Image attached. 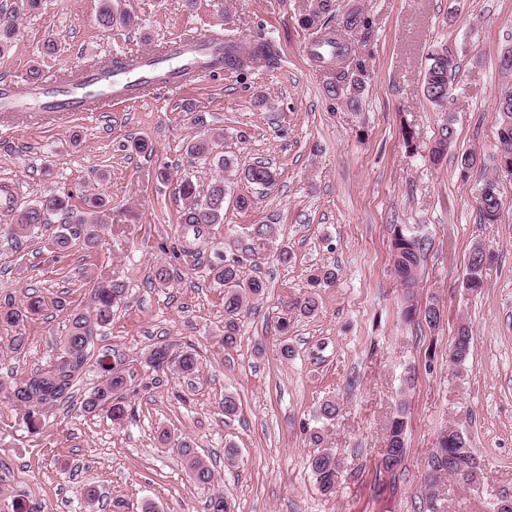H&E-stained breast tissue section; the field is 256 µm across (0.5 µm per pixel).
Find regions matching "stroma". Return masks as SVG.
Segmentation results:
<instances>
[{
	"label": "stroma",
	"instance_id": "obj_1",
	"mask_svg": "<svg viewBox=\"0 0 512 512\" xmlns=\"http://www.w3.org/2000/svg\"><path fill=\"white\" fill-rule=\"evenodd\" d=\"M373 35L361 43L367 56L365 101L359 111L326 98L330 78L309 58V33L300 24L307 0H119L138 18L136 28L101 29L99 0H43L38 12L19 15L13 48L0 55V78H26L30 66L65 76L108 55L146 53L194 32H221L248 45L263 33L279 48L277 68L254 65L245 73L204 75L190 85L108 112H84L61 123L35 117L36 102L0 113V189L24 209L52 192L71 194L82 208L96 193L109 202L99 243L82 244L57 262L46 249L61 216L22 240L10 228L15 215L0 214V305L43 296L40 313L20 328L0 325V378H21L57 352L73 309L91 307L97 273L125 286L112 322L98 331L90 362L68 402L29 430L0 399V512L15 500L42 512H204L209 490L198 487L176 451L156 439L168 430L192 440L215 474L214 490L229 496L234 512H425L421 482L427 457L443 428L466 433L482 461L479 483L447 479L448 512H490L512 498V176L498 175L501 217L485 223L477 205L482 179L496 175V100L507 78L498 58L512 47V0H360ZM57 51L41 52L45 40ZM445 48L460 69L447 112L423 91L428 55ZM193 104L195 113L184 112ZM202 114L196 125L193 114ZM455 137L440 164L428 152L446 115ZM416 132L406 150L403 127ZM224 135L217 147L240 167L258 160L278 173L262 189L244 177L227 179L224 222L214 227L217 252L246 257L268 285L241 316L234 348L222 345L224 290L209 265L215 252L189 261L175 258L176 191L187 176L207 184L218 171L186 148L201 133ZM152 143V154L134 150ZM480 164L462 175L461 156ZM166 170L167 180L156 177ZM253 200L235 205L237 195ZM272 224L274 236L252 239L245 227ZM423 241L415 301H437V329L402 316L406 291L392 272L394 229ZM495 255L485 286H464L474 245ZM287 261H280V253ZM172 271L166 285L152 283L156 266ZM336 280L312 286L321 266ZM316 298L314 315L293 303ZM289 317L287 331L278 320ZM472 330L473 348L461 366L448 363L460 322ZM27 341L11 352L9 340ZM157 343L190 350L200 371L166 374L152 383L144 359ZM290 358L280 354L282 346ZM122 360L137 388L132 417L115 423L87 413L81 403L100 380L101 365ZM235 394L239 406L225 417L221 402ZM336 400L334 420L316 410ZM407 417V456L397 476L380 469L388 426L398 408ZM322 445H314L313 432ZM341 462L334 495L318 490L308 459L318 447ZM235 448L226 460L225 448ZM98 489L88 504L84 486Z\"/></svg>",
	"mask_w": 512,
	"mask_h": 512
}]
</instances>
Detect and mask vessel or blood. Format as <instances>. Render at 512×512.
<instances>
[{
    "mask_svg": "<svg viewBox=\"0 0 512 512\" xmlns=\"http://www.w3.org/2000/svg\"><path fill=\"white\" fill-rule=\"evenodd\" d=\"M224 46L221 36L215 34H193L169 42L167 51L161 56H144L123 53L118 55L109 84L112 92L128 100H138L152 95L157 85L180 88L190 81L183 72L184 67L194 61H208L212 69H223L220 51ZM100 74L92 68L75 71L69 83L59 78H47L39 87L31 88L18 80L0 82V112L21 111L27 99H35L38 110L44 115L97 112L101 100H88L87 94L102 86Z\"/></svg>",
    "mask_w": 512,
    "mask_h": 512,
    "instance_id": "1",
    "label": "vessel or blood"
}]
</instances>
